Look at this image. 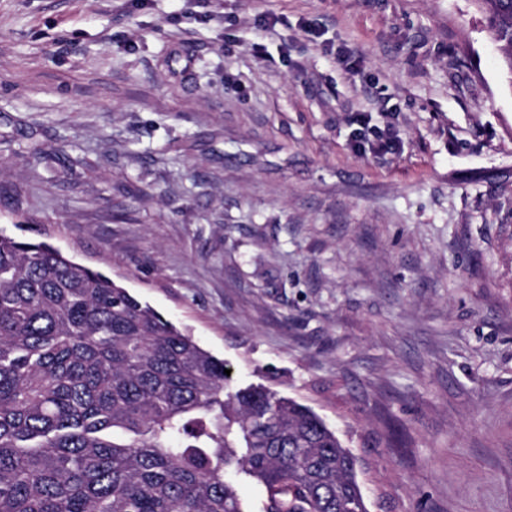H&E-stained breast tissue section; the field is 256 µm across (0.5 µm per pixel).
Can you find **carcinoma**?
<instances>
[{
    "label": "carcinoma",
    "mask_w": 512,
    "mask_h": 512,
    "mask_svg": "<svg viewBox=\"0 0 512 512\" xmlns=\"http://www.w3.org/2000/svg\"><path fill=\"white\" fill-rule=\"evenodd\" d=\"M512 72V0H481ZM224 360L108 275L0 232V512H369L311 407L227 390Z\"/></svg>",
    "instance_id": "cac0c4a2"
}]
</instances>
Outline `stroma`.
<instances>
[{
    "label": "stroma",
    "mask_w": 512,
    "mask_h": 512,
    "mask_svg": "<svg viewBox=\"0 0 512 512\" xmlns=\"http://www.w3.org/2000/svg\"><path fill=\"white\" fill-rule=\"evenodd\" d=\"M363 114L395 151L353 150ZM0 232L312 407L370 512H512V80L479 0H0Z\"/></svg>",
    "instance_id": "1"
}]
</instances>
